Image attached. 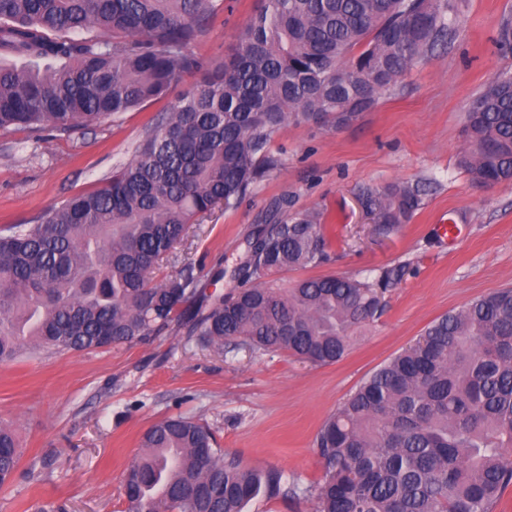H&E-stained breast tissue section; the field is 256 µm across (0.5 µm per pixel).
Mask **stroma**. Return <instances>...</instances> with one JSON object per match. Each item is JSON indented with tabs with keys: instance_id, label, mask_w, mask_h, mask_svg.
Here are the masks:
<instances>
[{
	"instance_id": "obj_1",
	"label": "stroma",
	"mask_w": 512,
	"mask_h": 512,
	"mask_svg": "<svg viewBox=\"0 0 512 512\" xmlns=\"http://www.w3.org/2000/svg\"><path fill=\"white\" fill-rule=\"evenodd\" d=\"M197 52L228 53L257 0H215ZM455 36L419 61L350 125H289L272 144L280 169L238 205L190 228L165 257L168 270L194 263L207 292L238 285L233 269L252 225L281 194L293 210L324 212L334 228L330 261L291 270L290 285L322 275L363 277L401 265L384 314L341 360L312 365L288 353L202 347L184 332L81 353L41 354L0 364V423L25 453L0 487V512H123L127 469L156 422L184 417L210 426L244 464L276 468L287 497L251 501L246 512H314L323 474L314 448L323 422L376 370L425 329L476 297L512 287V183L475 182L461 162L468 102L512 74V0H459L447 20ZM66 133L0 132V226L28 224L51 206L92 190L127 161L148 120L181 95ZM391 183L420 188L421 206L391 236L373 230L364 195ZM224 278L211 283L214 269Z\"/></svg>"
}]
</instances>
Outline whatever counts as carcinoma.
<instances>
[{
    "instance_id": "1",
    "label": "carcinoma",
    "mask_w": 512,
    "mask_h": 512,
    "mask_svg": "<svg viewBox=\"0 0 512 512\" xmlns=\"http://www.w3.org/2000/svg\"><path fill=\"white\" fill-rule=\"evenodd\" d=\"M212 0H0V131H70L142 107L200 77L149 126L128 162L32 224L0 227V363L25 354L137 344L192 322L201 343L339 361L384 311L404 268L278 275L328 260L320 212L278 197L246 239L235 278L208 294L190 264L154 270L216 208L277 170L290 124L344 126L452 38L456 0H259L236 44L195 52ZM462 162L482 184L512 182V76L466 113ZM380 236L421 204L417 187L366 195ZM124 480V512H244L282 493L283 474L243 464L206 425L161 420ZM315 512H495L512 485V288L433 321L328 418L316 438ZM23 449L0 423V486Z\"/></svg>"
}]
</instances>
